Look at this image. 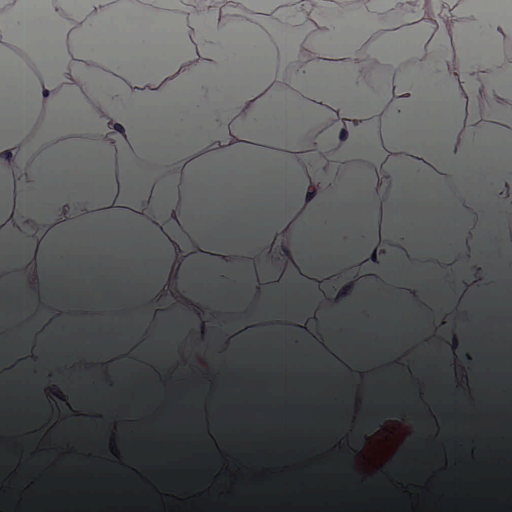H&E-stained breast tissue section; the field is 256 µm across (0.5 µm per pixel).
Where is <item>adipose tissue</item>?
I'll return each instance as SVG.
<instances>
[{
    "label": "adipose tissue",
    "instance_id": "1",
    "mask_svg": "<svg viewBox=\"0 0 512 512\" xmlns=\"http://www.w3.org/2000/svg\"><path fill=\"white\" fill-rule=\"evenodd\" d=\"M413 4L177 0L181 41L128 27L141 0H0V402L40 373L35 412L0 425V486L175 494L287 465L356 482L355 451L392 420L410 433L394 479L418 450L419 477L502 467L488 446L512 392L490 391L489 356L512 334L486 313L512 302V113L463 106L512 97L473 40H511L512 11ZM403 56L392 94L367 95V73ZM431 224L446 230L428 250ZM89 316L122 345L59 352L56 331ZM379 316L380 344L345 340L346 321ZM258 371L270 393L223 408L226 375ZM86 377L112 382L100 405L75 397ZM385 379L398 395L382 403ZM85 423L95 448L72 435ZM175 428L205 448L204 475L138 454Z\"/></svg>",
    "mask_w": 512,
    "mask_h": 512
}]
</instances>
